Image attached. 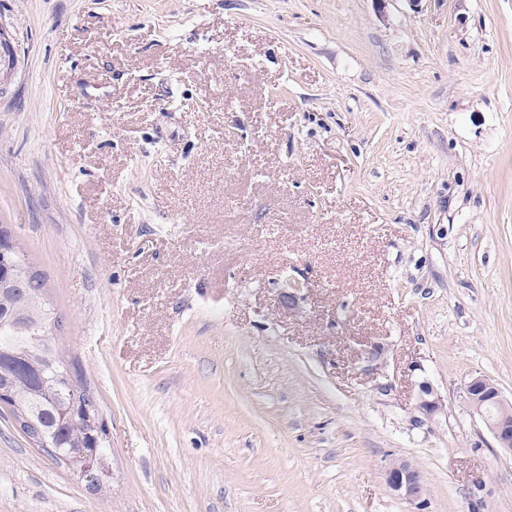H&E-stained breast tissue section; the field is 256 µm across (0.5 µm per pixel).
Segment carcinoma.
<instances>
[{"instance_id": "carcinoma-1", "label": "carcinoma", "mask_w": 512, "mask_h": 512, "mask_svg": "<svg viewBox=\"0 0 512 512\" xmlns=\"http://www.w3.org/2000/svg\"><path fill=\"white\" fill-rule=\"evenodd\" d=\"M46 280L14 244L12 259L0 268V387L11 391L14 418L34 423L30 437L44 438L40 449L79 470L102 414L77 364L66 359L61 333L47 348L31 341L50 324L63 325L46 296Z\"/></svg>"}]
</instances>
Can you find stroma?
I'll return each instance as SVG.
<instances>
[{
  "label": "stroma",
  "mask_w": 512,
  "mask_h": 512,
  "mask_svg": "<svg viewBox=\"0 0 512 512\" xmlns=\"http://www.w3.org/2000/svg\"><path fill=\"white\" fill-rule=\"evenodd\" d=\"M0 34V226L112 436L94 488L0 409V512H512L464 398L512 402V0H0ZM417 405L419 411L427 417H433L445 410V403L442 398L427 384L420 385L419 387ZM386 481L398 497L409 502L420 500L424 494L422 474L407 460L398 459L390 466L386 471Z\"/></svg>",
  "instance_id": "obj_1"
}]
</instances>
